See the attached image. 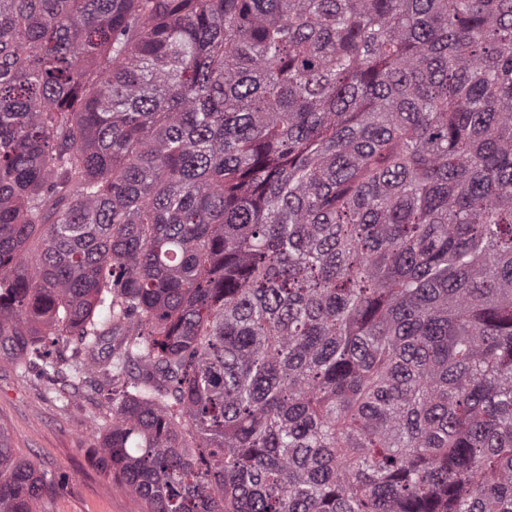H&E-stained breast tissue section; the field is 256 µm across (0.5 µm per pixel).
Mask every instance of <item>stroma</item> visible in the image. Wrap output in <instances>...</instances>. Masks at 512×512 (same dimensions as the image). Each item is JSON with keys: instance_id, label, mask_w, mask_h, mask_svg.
I'll return each instance as SVG.
<instances>
[{"instance_id": "obj_1", "label": "stroma", "mask_w": 512, "mask_h": 512, "mask_svg": "<svg viewBox=\"0 0 512 512\" xmlns=\"http://www.w3.org/2000/svg\"><path fill=\"white\" fill-rule=\"evenodd\" d=\"M51 357L60 373L43 379L18 374L0 351V427L15 456L69 478L37 512H144L141 499L101 471L93 454L112 425L111 372L100 366L78 385L70 373L79 358L73 345L57 344Z\"/></svg>"}]
</instances>
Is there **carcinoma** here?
<instances>
[{
    "mask_svg": "<svg viewBox=\"0 0 512 512\" xmlns=\"http://www.w3.org/2000/svg\"><path fill=\"white\" fill-rule=\"evenodd\" d=\"M63 338L145 512H512V0H0V348Z\"/></svg>",
    "mask_w": 512,
    "mask_h": 512,
    "instance_id": "carcinoma-1",
    "label": "carcinoma"
}]
</instances>
